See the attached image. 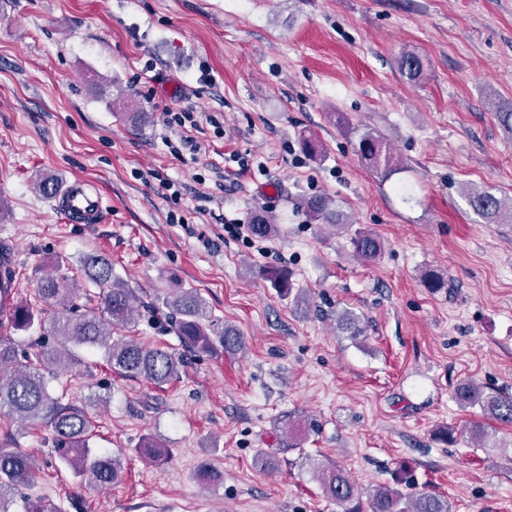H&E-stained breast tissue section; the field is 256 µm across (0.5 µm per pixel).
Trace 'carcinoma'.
Listing matches in <instances>:
<instances>
[{
	"label": "carcinoma",
	"mask_w": 512,
	"mask_h": 512,
	"mask_svg": "<svg viewBox=\"0 0 512 512\" xmlns=\"http://www.w3.org/2000/svg\"><path fill=\"white\" fill-rule=\"evenodd\" d=\"M399 73L408 81L418 83L424 74L421 57L404 50L397 58ZM354 151L367 165L388 169L394 159L384 139L365 131L353 144ZM465 195L471 209L488 224H500L512 218V199L505 200L478 188H469ZM312 220L320 224L346 225L348 219L327 196H312L305 202ZM248 229L257 238H267L276 231L272 216L255 211L249 218ZM355 256L365 262L379 258L384 243L368 231H357L350 237ZM85 277L100 288V305L79 313L73 304L74 289L55 274L39 280L38 296L48 306L58 307L61 314L46 321L36 318L32 309L20 304L9 324L12 329L27 330L34 325L57 340L37 356L33 365L29 355L18 352L11 342L0 340V370L7 367L10 374L0 379V412L22 422H38L54 433L53 447L59 463L79 477H89L100 487H110L121 476L122 464L115 454L94 453L89 446L92 419L79 407L63 406L46 388L40 368H66L74 364L71 346H83L103 351L113 370L129 376L142 377L161 386L179 377L183 358L163 348H149L138 343L113 338L114 329L133 320L137 296L135 291L117 276L112 261L102 255H86L81 261ZM261 276L281 296L292 299L296 307L307 306L304 293L294 288L288 269L270 266ZM157 314L165 317L173 333L191 353L210 354L217 347L227 354H238L246 344L236 329L220 327L209 314L206 301L192 288H176L161 298ZM455 399L463 408L478 407L483 417L501 424L512 423V395L469 380H462L455 389ZM35 465L31 457L15 448H0V512H10L11 495L27 486L34 478ZM317 478L321 489L343 512H363L358 485L344 472L331 464L320 466ZM369 512H450L448 500L431 491L406 495L397 488L379 486L368 494Z\"/></svg>",
	"instance_id": "carcinoma-1"
}]
</instances>
